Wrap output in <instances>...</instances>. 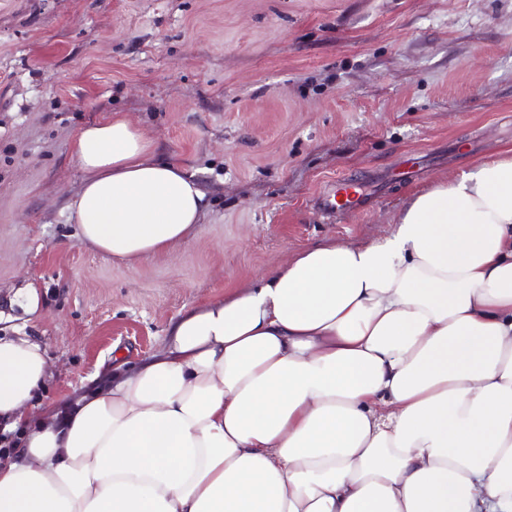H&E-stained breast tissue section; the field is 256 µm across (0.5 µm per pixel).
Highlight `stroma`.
<instances>
[{
  "instance_id": "obj_1",
  "label": "stroma",
  "mask_w": 512,
  "mask_h": 512,
  "mask_svg": "<svg viewBox=\"0 0 512 512\" xmlns=\"http://www.w3.org/2000/svg\"><path fill=\"white\" fill-rule=\"evenodd\" d=\"M115 112L207 201L191 237L132 263L67 211L74 137ZM509 149L512 0H0V336L45 346L53 409L160 351L186 308L368 244ZM339 178L365 184L362 213L317 208Z\"/></svg>"
}]
</instances>
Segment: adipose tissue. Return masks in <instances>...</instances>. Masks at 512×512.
<instances>
[{"label": "adipose tissue", "mask_w": 512, "mask_h": 512, "mask_svg": "<svg viewBox=\"0 0 512 512\" xmlns=\"http://www.w3.org/2000/svg\"><path fill=\"white\" fill-rule=\"evenodd\" d=\"M73 156L83 243L131 262L200 223L194 174L125 116ZM48 369L0 337V512H512V150L415 193L384 237L187 310L38 417Z\"/></svg>", "instance_id": "adipose-tissue-1"}]
</instances>
